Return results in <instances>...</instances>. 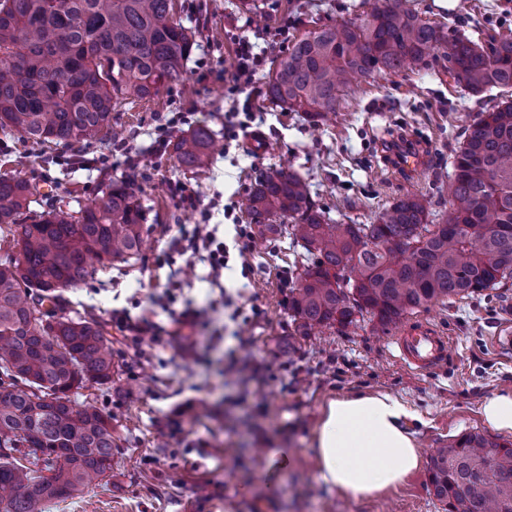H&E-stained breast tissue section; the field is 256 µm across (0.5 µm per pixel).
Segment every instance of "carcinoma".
Masks as SVG:
<instances>
[{
    "label": "carcinoma",
    "mask_w": 512,
    "mask_h": 512,
    "mask_svg": "<svg viewBox=\"0 0 512 512\" xmlns=\"http://www.w3.org/2000/svg\"><path fill=\"white\" fill-rule=\"evenodd\" d=\"M193 32L173 0H0V129L37 145L103 141L117 104L157 97L183 79ZM442 51L448 74L472 95L500 100L464 128L454 154L448 219L429 220L407 195L376 224H335L295 171L269 170L252 187L255 224L279 215L308 263L293 276L295 331L346 328L369 314L386 331L409 312L512 279V38L483 44L431 23L406 0H377L365 15L321 25L288 47L268 99L313 125L360 79L400 73ZM198 127L172 146L185 168L210 159ZM35 187L0 176V230L17 256L0 264V512H46L112 471V417L71 393L112 382V348L93 317L57 314L61 289L140 254L145 212L127 180L101 184L95 201L29 215ZM481 225L482 234L464 227ZM39 454L44 473L19 463ZM494 466L487 476L485 465ZM430 485L446 512H512V443L465 433L433 458Z\"/></svg>",
    "instance_id": "carcinoma-1"
}]
</instances>
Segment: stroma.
I'll list each match as a JSON object with an SVG mask.
<instances>
[{
  "instance_id": "1",
  "label": "stroma",
  "mask_w": 512,
  "mask_h": 512,
  "mask_svg": "<svg viewBox=\"0 0 512 512\" xmlns=\"http://www.w3.org/2000/svg\"><path fill=\"white\" fill-rule=\"evenodd\" d=\"M374 0H265L269 25L256 24L240 0H174L177 19L195 33L182 81L158 97L116 107L112 126L131 148L85 147L74 160L70 146H38L0 132V175L20 176L37 187L31 212L54 191L63 208L88 205L102 182L135 175L136 195L150 232L141 254L117 262L92 280L63 289V315L96 317L107 324L116 365L110 384L81 390L112 417V474L48 512H444L429 483L438 448L468 432L489 434L482 401L512 387V347L496 336L512 327V280L505 287L456 296L406 314L427 320L450 340L442 367L413 370L390 352L388 334L373 322L313 336L295 333L288 314L291 273L302 248L287 233L251 223L247 196L256 178L282 165L309 184L315 203L339 224H374L396 200L419 194L435 223L448 215L454 150L464 125L491 106L487 97L463 91L443 61L430 68L376 77L343 96L331 119L313 128L302 115L282 110L263 95L234 94L237 60L233 41L246 36L265 62L267 82L288 49L273 44L276 29L289 38L329 21L353 19ZM423 19L456 23L476 40L512 37V0H411ZM181 112L186 123L172 137L199 126L218 140L208 168L191 172L172 152L156 154L160 115ZM262 135L265 152L247 147ZM409 138L426 157L410 175L388 160L393 138ZM200 195L205 210L180 206L173 183ZM214 225L236 249V225L251 237L244 258H232L220 281L200 264L191 280L170 286L169 269L183 265L173 244L185 229ZM171 289V314L202 310L193 334L198 349L177 354L161 339L136 356L112 324L113 311L133 308L148 294ZM259 366V378L224 375L229 353ZM357 392H383L402 401L414 417L407 425L422 462L400 485L356 502L318 479L311 442L324 402ZM279 449L286 466L270 464L261 449Z\"/></svg>"
}]
</instances>
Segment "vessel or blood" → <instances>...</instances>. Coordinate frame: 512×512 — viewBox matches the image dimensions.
Returning <instances> with one entry per match:
<instances>
[{"mask_svg":"<svg viewBox=\"0 0 512 512\" xmlns=\"http://www.w3.org/2000/svg\"><path fill=\"white\" fill-rule=\"evenodd\" d=\"M398 360L417 370H431L448 358L449 341L432 323L415 321L391 338Z\"/></svg>","mask_w":512,"mask_h":512,"instance_id":"obj_1","label":"vessel or blood"}]
</instances>
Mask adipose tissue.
<instances>
[{"label": "adipose tissue", "mask_w": 512, "mask_h": 512, "mask_svg": "<svg viewBox=\"0 0 512 512\" xmlns=\"http://www.w3.org/2000/svg\"><path fill=\"white\" fill-rule=\"evenodd\" d=\"M409 415L400 400L384 393L329 399L312 439L320 482L354 499L401 484L420 465L402 425Z\"/></svg>", "instance_id": "ef3b65f1"}]
</instances>
